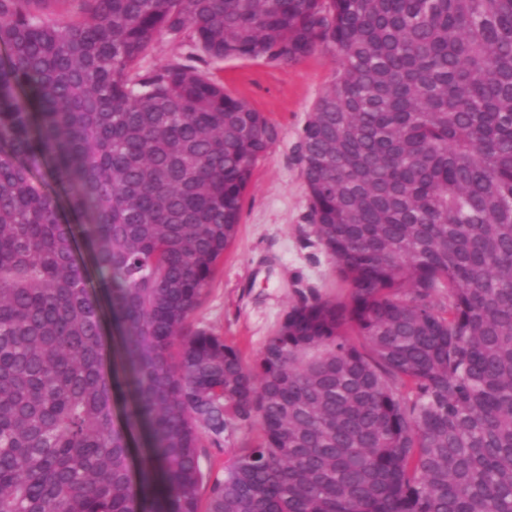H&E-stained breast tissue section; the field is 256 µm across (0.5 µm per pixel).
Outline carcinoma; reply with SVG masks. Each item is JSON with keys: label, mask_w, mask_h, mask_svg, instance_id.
Listing matches in <instances>:
<instances>
[{"label": "carcinoma", "mask_w": 512, "mask_h": 512, "mask_svg": "<svg viewBox=\"0 0 512 512\" xmlns=\"http://www.w3.org/2000/svg\"><path fill=\"white\" fill-rule=\"evenodd\" d=\"M165 35L192 53L145 66ZM0 46V512H512V0H0ZM320 46L301 160L350 296L248 363L188 319L277 129L191 61ZM96 297L99 299L105 312L104 318V336L108 353L107 369H115L116 372L120 369V361L117 353L118 344V331L111 322L108 310L105 303V292L102 288H95ZM143 428L141 426H135L128 432L129 437V448L131 452L130 465L134 482H138L139 471L141 463L144 458V440L141 435ZM257 437L255 431L234 432L226 435L220 448H207V455L202 458V467L205 471L211 470L212 474L219 473L224 465L239 455L243 448L249 446Z\"/></svg>", "instance_id": "carcinoma-1"}]
</instances>
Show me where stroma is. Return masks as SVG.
<instances>
[{"label":"stroma","instance_id":"1","mask_svg":"<svg viewBox=\"0 0 512 512\" xmlns=\"http://www.w3.org/2000/svg\"><path fill=\"white\" fill-rule=\"evenodd\" d=\"M335 68L325 47L297 61L234 58L204 67L278 131L255 163L237 235L190 317L194 328L224 337L248 361L302 297L349 298L309 219L300 163L303 129Z\"/></svg>","mask_w":512,"mask_h":512}]
</instances>
